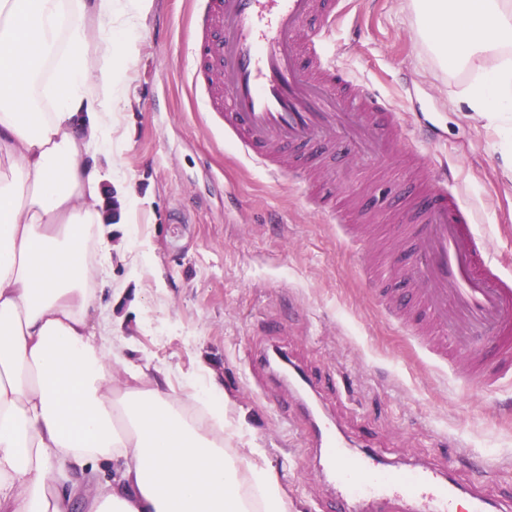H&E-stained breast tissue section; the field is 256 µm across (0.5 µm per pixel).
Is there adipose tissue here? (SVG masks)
I'll return each mask as SVG.
<instances>
[{"label":"adipose tissue","mask_w":512,"mask_h":512,"mask_svg":"<svg viewBox=\"0 0 512 512\" xmlns=\"http://www.w3.org/2000/svg\"><path fill=\"white\" fill-rule=\"evenodd\" d=\"M154 0H0V512H289L224 408L164 372L112 383V135ZM439 64L469 69L472 111L512 117V0H411ZM494 67H484L486 59Z\"/></svg>","instance_id":"ef3b65f1"}]
</instances>
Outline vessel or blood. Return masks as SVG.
Wrapping results in <instances>:
<instances>
[{
    "instance_id": "vessel-or-blood-1",
    "label": "vessel or blood",
    "mask_w": 512,
    "mask_h": 512,
    "mask_svg": "<svg viewBox=\"0 0 512 512\" xmlns=\"http://www.w3.org/2000/svg\"><path fill=\"white\" fill-rule=\"evenodd\" d=\"M342 0H196L211 44L191 47L192 80L212 70L231 81L215 103L224 136L266 172L296 170L298 159L338 151L352 160L390 157L400 137L395 105L330 60L325 43L343 14ZM418 148L406 150L394 176L423 172L421 196L395 205L408 247L390 292L391 313L411 314L436 363H464L467 386L512 382V276L504 274L477 234L471 210L449 190L447 167L424 173ZM270 363L250 360L249 383L264 390ZM312 445L335 485L336 512H487L476 489H460L436 468L382 470L371 451L355 452L317 408L303 403Z\"/></svg>"
}]
</instances>
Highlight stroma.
<instances>
[{
  "label": "stroma",
  "instance_id": "stroma-1",
  "mask_svg": "<svg viewBox=\"0 0 512 512\" xmlns=\"http://www.w3.org/2000/svg\"><path fill=\"white\" fill-rule=\"evenodd\" d=\"M328 55L373 82L411 132L432 126L429 164L447 165L477 232L512 276V122H491L457 93L472 80L435 60L417 31L410 0H346ZM192 0H154L128 66L131 106L113 143L133 202L121 233L131 262L112 265L119 303L112 338L124 362L161 368L175 392L200 388L225 402L242 448H256L275 470L291 512H320L333 493L316 453L299 451L282 429L300 409L278 378L266 393L248 387L247 360L276 349L302 371L330 376L315 397L326 419L357 449L382 463H429L452 470L493 501L512 497V388L459 386L453 368L429 363L417 341L385 311L363 273L365 248L321 211L297 176H270L225 143L210 91L193 84L187 47L195 36ZM375 167L332 153L312 187L353 191L351 211L375 215L388 235L376 250L405 251L371 185ZM461 445L450 466L441 452ZM497 465L481 470L480 459Z\"/></svg>",
  "mask_w": 512,
  "mask_h": 512
}]
</instances>
